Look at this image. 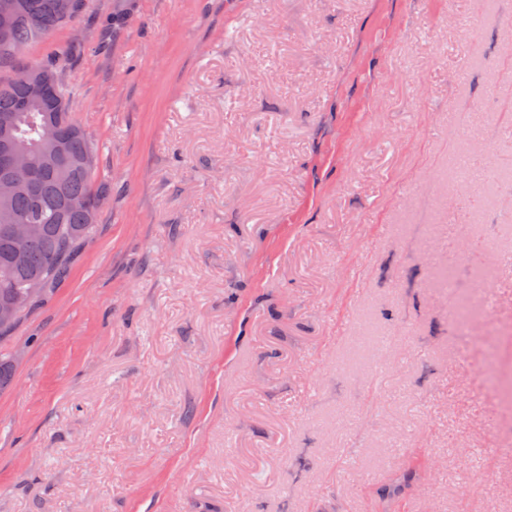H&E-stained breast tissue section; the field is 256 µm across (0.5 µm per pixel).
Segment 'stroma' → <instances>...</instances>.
Instances as JSON below:
<instances>
[{
    "instance_id": "obj_1",
    "label": "stroma",
    "mask_w": 512,
    "mask_h": 512,
    "mask_svg": "<svg viewBox=\"0 0 512 512\" xmlns=\"http://www.w3.org/2000/svg\"><path fill=\"white\" fill-rule=\"evenodd\" d=\"M113 3L18 59L106 190L0 512H512V0ZM421 478V473L416 467H408L395 481L385 484L377 489V497L382 507L395 501L406 486L413 485Z\"/></svg>"
}]
</instances>
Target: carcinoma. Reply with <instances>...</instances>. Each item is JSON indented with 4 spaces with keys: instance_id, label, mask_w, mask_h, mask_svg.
Returning a JSON list of instances; mask_svg holds the SVG:
<instances>
[{
    "instance_id": "1",
    "label": "carcinoma",
    "mask_w": 512,
    "mask_h": 512,
    "mask_svg": "<svg viewBox=\"0 0 512 512\" xmlns=\"http://www.w3.org/2000/svg\"><path fill=\"white\" fill-rule=\"evenodd\" d=\"M16 2L14 26L0 36V69L14 67L24 49L72 24L86 6V0H67L70 9L64 12L60 0ZM43 69L47 87L42 98L32 97L25 67L0 79V116L12 118L16 143L35 170L33 178L23 174L14 188L0 194V302L29 291L36 280L39 288L30 310L67 277L81 248L93 238L100 204V195L92 186L95 149L69 112L70 90L59 80L56 64L46 63ZM70 198L84 199L88 208H69ZM17 221L39 225L21 263L12 259L8 234V226ZM14 365V354L0 350V391L11 386ZM420 478L419 469H405L395 481L377 489L379 502L385 506L395 501Z\"/></svg>"
}]
</instances>
